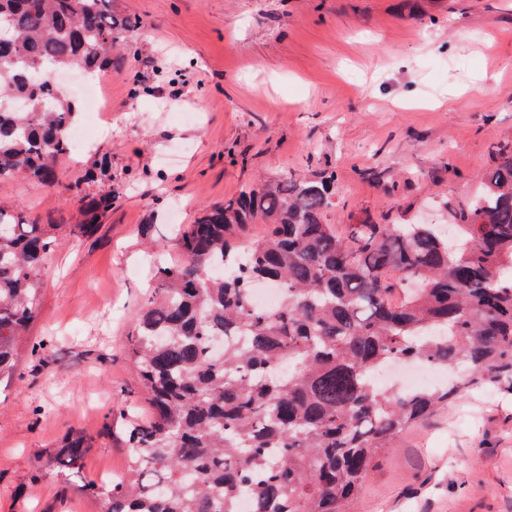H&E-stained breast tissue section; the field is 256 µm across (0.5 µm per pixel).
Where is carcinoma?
I'll return each mask as SVG.
<instances>
[{
  "instance_id": "carcinoma-1",
  "label": "carcinoma",
  "mask_w": 512,
  "mask_h": 512,
  "mask_svg": "<svg viewBox=\"0 0 512 512\" xmlns=\"http://www.w3.org/2000/svg\"><path fill=\"white\" fill-rule=\"evenodd\" d=\"M139 23L112 0H0V180L25 177L106 212L112 161L66 180L74 102L50 70L112 68ZM335 175L285 177L205 207L181 260L157 267L129 358L153 408L126 423V473L104 512H342L410 426L460 394L512 397V143L481 193L435 224H328ZM56 237L0 205V376L39 314ZM280 288L273 309L252 286ZM463 370L431 391L381 389L393 361Z\"/></svg>"
}]
</instances>
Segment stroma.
I'll return each instance as SVG.
<instances>
[{"label":"stroma","instance_id":"obj_1","mask_svg":"<svg viewBox=\"0 0 512 512\" xmlns=\"http://www.w3.org/2000/svg\"><path fill=\"white\" fill-rule=\"evenodd\" d=\"M138 18L105 94L111 120L66 162L108 154L120 197L89 220L32 180L0 204L59 246L0 380V512H101L89 480L127 469L150 406L128 357L178 229L259 180L336 175L330 224H444L512 141V0H112ZM78 470L38 464L73 439ZM344 512H512V401H450L380 449Z\"/></svg>","mask_w":512,"mask_h":512}]
</instances>
